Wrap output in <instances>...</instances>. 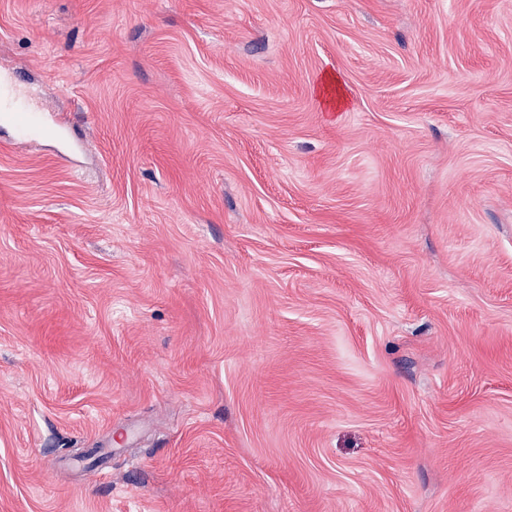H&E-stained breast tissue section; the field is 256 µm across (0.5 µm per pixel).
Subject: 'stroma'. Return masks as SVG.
Returning <instances> with one entry per match:
<instances>
[{
  "mask_svg": "<svg viewBox=\"0 0 512 512\" xmlns=\"http://www.w3.org/2000/svg\"><path fill=\"white\" fill-rule=\"evenodd\" d=\"M0 512H512V0H0Z\"/></svg>",
  "mask_w": 512,
  "mask_h": 512,
  "instance_id": "35a3bbf8",
  "label": "stroma"
}]
</instances>
